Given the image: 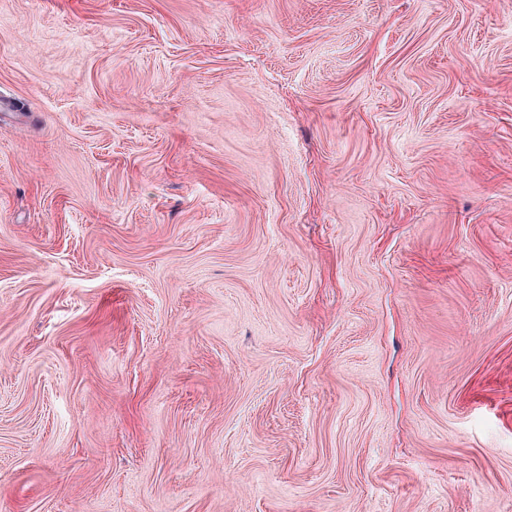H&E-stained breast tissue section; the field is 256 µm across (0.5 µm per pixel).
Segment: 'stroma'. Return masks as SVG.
Segmentation results:
<instances>
[{"label":"stroma","mask_w":512,"mask_h":512,"mask_svg":"<svg viewBox=\"0 0 512 512\" xmlns=\"http://www.w3.org/2000/svg\"><path fill=\"white\" fill-rule=\"evenodd\" d=\"M0 512H512V0H0Z\"/></svg>","instance_id":"stroma-1"}]
</instances>
